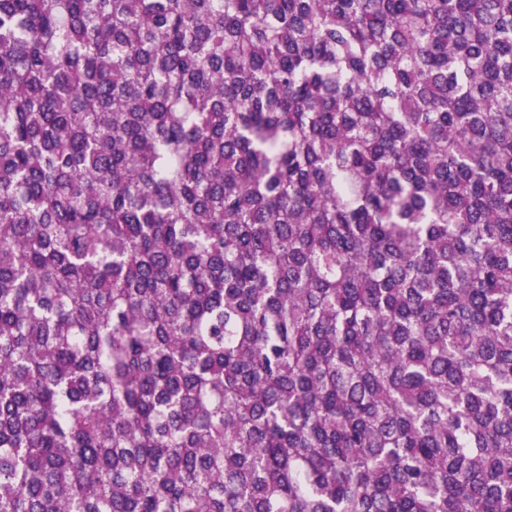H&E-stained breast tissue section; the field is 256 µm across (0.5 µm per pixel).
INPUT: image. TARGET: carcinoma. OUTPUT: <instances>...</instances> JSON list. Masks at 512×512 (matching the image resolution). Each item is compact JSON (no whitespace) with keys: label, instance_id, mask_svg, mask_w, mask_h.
Returning a JSON list of instances; mask_svg holds the SVG:
<instances>
[{"label":"carcinoma","instance_id":"obj_1","mask_svg":"<svg viewBox=\"0 0 512 512\" xmlns=\"http://www.w3.org/2000/svg\"><path fill=\"white\" fill-rule=\"evenodd\" d=\"M0 512H512V0H0Z\"/></svg>","mask_w":512,"mask_h":512}]
</instances>
